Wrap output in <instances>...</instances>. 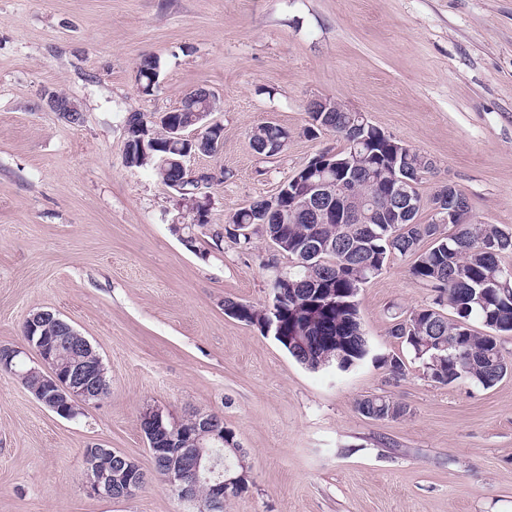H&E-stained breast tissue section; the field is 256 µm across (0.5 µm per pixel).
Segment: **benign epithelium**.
Wrapping results in <instances>:
<instances>
[{
  "mask_svg": "<svg viewBox=\"0 0 512 512\" xmlns=\"http://www.w3.org/2000/svg\"><path fill=\"white\" fill-rule=\"evenodd\" d=\"M204 96L206 100L198 110L201 120L195 121L193 127L180 124L173 127L175 155L165 153L154 159L155 167H175L187 175V179L198 181L200 188L205 185L200 177H211L213 173L192 168L191 160L200 155L197 147L210 141L219 149L223 143V138L215 137L221 123L213 118V114L221 111L222 106L211 98V92L204 93ZM47 105L67 123L80 113L69 97L56 92L48 94ZM407 153V146L401 143L397 145L390 161L392 179L395 181L394 191L397 194L396 208L392 209L396 224L414 223L417 203L413 190L416 183L434 167L433 160L422 154L412 170L404 169ZM321 155L323 158L318 178L310 176L302 183V188L295 195L297 206L321 217L329 215L336 207L349 215L351 220H360V209L364 201L348 185L336 187L329 178L336 165V151L324 150ZM171 187L181 194V207L189 210L200 208L202 214L199 219H207V208L203 207L201 200L184 196L183 183L176 182ZM431 207L435 215L434 223H457L460 209L454 195V185L447 183L440 186L431 199ZM25 325L26 341L36 354L35 367L30 373L40 380L39 390L35 394L43 406L60 417L73 419L81 414L84 407L104 398L110 389L106 368L102 359L92 354V345L87 338L75 339L79 332L72 326L61 329L59 336H39L37 332L41 329L42 320L36 314L28 317ZM26 355L27 350L24 348L1 346L0 370H12V366ZM165 419L167 416L163 410L154 407L145 409L141 415L142 431L150 439L152 450L162 464L164 481L180 499L193 503L200 512H220L224 497L248 483V473L235 472L227 462L229 453H238L240 445L225 440L223 421L212 414H195L193 427L187 430L174 421L167 424ZM187 436L194 440L195 447H181L180 440ZM99 452L113 456L111 466L105 469L98 467L95 454ZM84 463L89 491L97 497L113 498L118 495L127 498L146 479L145 473L140 471L133 459L106 448H93L84 457ZM200 485L209 488V498L204 504L195 495Z\"/></svg>",
  "mask_w": 512,
  "mask_h": 512,
  "instance_id": "1",
  "label": "benign epithelium"
}]
</instances>
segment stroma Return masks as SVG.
<instances>
[{
    "mask_svg": "<svg viewBox=\"0 0 512 512\" xmlns=\"http://www.w3.org/2000/svg\"><path fill=\"white\" fill-rule=\"evenodd\" d=\"M146 54L160 76L144 97ZM198 87L223 100L221 149L191 162L224 174L205 190L212 223L343 149L304 132L310 102L331 98L434 160L422 197L454 183L474 221L512 232V0H0V345L26 347L28 316L56 312L111 387L65 419L0 372V512H192L154 472L150 406L223 417L250 474L224 512H512V373L486 389L438 384L414 361L396 380L369 360L311 371L225 314L228 298L271 303L270 242L189 251L176 192L123 160L129 112L174 110ZM48 91L83 123L50 112ZM263 123L288 131L272 157L250 146ZM409 268L392 258L358 293L373 354L405 355L392 318L434 302ZM367 395L410 412L365 418ZM91 446L136 461L146 483L91 495ZM140 65H141V68L139 70ZM138 70H139V77L141 78V80H140V78L138 79L139 93H141L142 95H146V91H150L151 93H153L154 87L157 86V84H158L159 76L152 75L151 79H150L149 74L154 73L155 70H157L159 73V71H160L159 59L152 54L143 55L138 63L137 72H138ZM148 79H150V80H148ZM147 80H148L149 90H146L147 88L145 87L147 85ZM151 93H148V95H150Z\"/></svg>",
    "mask_w": 512,
    "mask_h": 512,
    "instance_id": "stroma-1",
    "label": "stroma"
}]
</instances>
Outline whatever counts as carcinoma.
Segmentation results:
<instances>
[{
  "mask_svg": "<svg viewBox=\"0 0 512 512\" xmlns=\"http://www.w3.org/2000/svg\"><path fill=\"white\" fill-rule=\"evenodd\" d=\"M139 77L147 84L150 74L160 70L159 59L146 54L140 59ZM144 112H132L126 119L125 147L139 149L138 130ZM326 131L345 142L336 155V180L352 179L359 192L370 198L363 224H349L332 216L328 223H317L314 215L301 211L288 196L290 181H285L274 196L284 219L264 223L271 199L261 198L237 210L224 224V237L250 248L251 237L244 228H254L282 256L295 254L313 240L321 252L310 266L290 265L288 271L274 270L272 308L274 319L285 336H298L302 344L287 348L297 362L310 370L328 359L337 358L352 367L368 355V341L362 328L357 295L361 286L379 275L394 256L412 259L410 273L417 281L434 288V305L412 311L392 322L388 334L402 340L423 372L431 380L449 385L466 379L484 388L494 386L507 373L512 362L502 354L499 339L512 334V232L495 224L465 219L447 233L441 225L390 224L391 180L388 179V139L376 126L359 128L354 112L309 113ZM261 139L282 144L288 131L276 124L259 127ZM429 241L431 246L421 248ZM268 307L238 303L229 311L232 317L253 325L262 324ZM427 336L441 339L449 348L437 358L421 352ZM358 412L370 419L398 420L409 408L384 396L372 395L356 403Z\"/></svg>",
  "mask_w": 512,
  "mask_h": 512,
  "instance_id": "1",
  "label": "carcinoma"
}]
</instances>
